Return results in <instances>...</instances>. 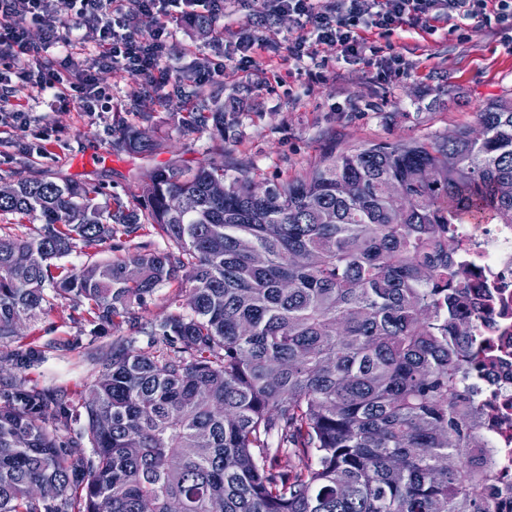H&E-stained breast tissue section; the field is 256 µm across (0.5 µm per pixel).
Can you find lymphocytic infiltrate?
Segmentation results:
<instances>
[{"mask_svg":"<svg viewBox=\"0 0 512 512\" xmlns=\"http://www.w3.org/2000/svg\"><path fill=\"white\" fill-rule=\"evenodd\" d=\"M278 11L295 15L299 32L284 41L286 60L313 57L314 45L336 44L348 59L366 60L378 75L405 72L401 55L383 54L368 42L372 30L390 31L407 25L425 30L434 22L460 18L484 27L512 18V0H336L325 7L322 0H274ZM78 34L61 31L54 0H0V102L29 90L31 98L53 92L73 102L83 112L95 111L108 99L98 73L112 68L137 80H151L176 37L166 20L171 16H217L224 0H70ZM155 12L164 22L146 36L129 29L131 15ZM39 26L40 41H31L29 26ZM65 50L63 68L48 66L47 58ZM79 81H72V74Z\"/></svg>","mask_w":512,"mask_h":512,"instance_id":"f902f5d3","label":"lymphocytic infiltrate"}]
</instances>
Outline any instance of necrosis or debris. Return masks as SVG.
Returning a JSON list of instances; mask_svg holds the SVG:
<instances>
[{
	"label": "necrosis or debris",
	"instance_id": "obj_1",
	"mask_svg": "<svg viewBox=\"0 0 512 512\" xmlns=\"http://www.w3.org/2000/svg\"><path fill=\"white\" fill-rule=\"evenodd\" d=\"M458 256L468 262L495 299L475 297L471 309L480 340L500 354L497 364L469 372L465 383L491 404L502 429L484 428L486 453L495 461L491 475L512 482V224H460Z\"/></svg>",
	"mask_w": 512,
	"mask_h": 512
}]
</instances>
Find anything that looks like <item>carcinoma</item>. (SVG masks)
Here are the masks:
<instances>
[{
    "label": "carcinoma",
    "mask_w": 512,
    "mask_h": 512,
    "mask_svg": "<svg viewBox=\"0 0 512 512\" xmlns=\"http://www.w3.org/2000/svg\"><path fill=\"white\" fill-rule=\"evenodd\" d=\"M476 116L289 181L222 162L153 168L140 211L119 197L99 208L84 182L18 180L0 213L41 224L0 237V343L47 286L133 335L112 341L82 400L91 452L61 449L70 408L49 392L19 388L0 408V512H494L512 488L490 479L487 410L464 379L495 355L473 336L453 226L512 224V101ZM189 118L224 131L218 109ZM125 147L161 144L130 127ZM145 225L164 249L90 277L60 263ZM182 272L187 311L141 322L134 306ZM138 333L169 350L142 351ZM45 486L55 503L34 496Z\"/></svg>",
    "instance_id": "obj_1"
}]
</instances>
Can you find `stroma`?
Segmentation results:
<instances>
[{
    "mask_svg": "<svg viewBox=\"0 0 512 512\" xmlns=\"http://www.w3.org/2000/svg\"><path fill=\"white\" fill-rule=\"evenodd\" d=\"M174 28L176 42L161 63L166 81L149 85L111 69L102 75L112 93L106 111L82 112L68 101L33 102L24 124L0 129V184L72 179L96 186L99 206L118 197L136 208L143 201L144 174L159 164L220 160L228 170H248L259 182L292 180L331 153L475 126L489 100L512 99V22L455 28L441 21L430 33L408 26L383 35L369 32V41L403 56V79L344 62L335 45L325 43L317 48V63L302 67L282 65L270 50L259 52L246 72L227 63L223 78L200 94L194 85L200 58H223L225 44L246 36L282 42L296 34V18L274 12L266 0H224V14L209 32L200 33L187 19ZM201 98L223 106V132L186 125ZM130 126L163 141V150L127 152L123 134ZM163 245L148 228L89 253L76 248L63 263L80 271ZM129 333L127 324L90 321L69 299L48 296L43 311L23 320L18 335L0 348L26 358L21 367L0 374V407L11 405L18 387L49 391L78 406L99 370L88 353L106 356L113 338Z\"/></svg>",
    "mask_w": 512,
    "mask_h": 512,
    "instance_id": "obj_1",
    "label": "stroma"
}]
</instances>
